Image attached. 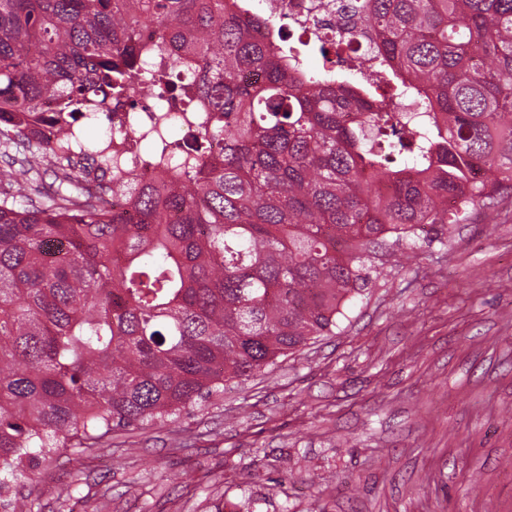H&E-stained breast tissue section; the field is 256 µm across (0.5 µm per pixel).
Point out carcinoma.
Returning a JSON list of instances; mask_svg holds the SVG:
<instances>
[{"label":"carcinoma","instance_id":"carcinoma-1","mask_svg":"<svg viewBox=\"0 0 512 512\" xmlns=\"http://www.w3.org/2000/svg\"><path fill=\"white\" fill-rule=\"evenodd\" d=\"M339 9L370 42L336 56L369 66L336 68L256 0H0V490L331 333L387 237L512 191V0ZM146 28L197 59L210 113L132 223L73 175L70 129L142 84ZM152 78L175 87L164 62ZM44 123L53 139L27 137ZM119 142L101 164L136 152Z\"/></svg>","mask_w":512,"mask_h":512}]
</instances>
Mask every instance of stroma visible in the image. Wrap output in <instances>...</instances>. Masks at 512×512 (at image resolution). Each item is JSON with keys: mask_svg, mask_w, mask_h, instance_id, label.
Segmentation results:
<instances>
[{"mask_svg": "<svg viewBox=\"0 0 512 512\" xmlns=\"http://www.w3.org/2000/svg\"><path fill=\"white\" fill-rule=\"evenodd\" d=\"M375 264L333 334L176 423L39 460L12 494L33 512H512V192Z\"/></svg>", "mask_w": 512, "mask_h": 512, "instance_id": "35a3bbf8", "label": "stroma"}]
</instances>
